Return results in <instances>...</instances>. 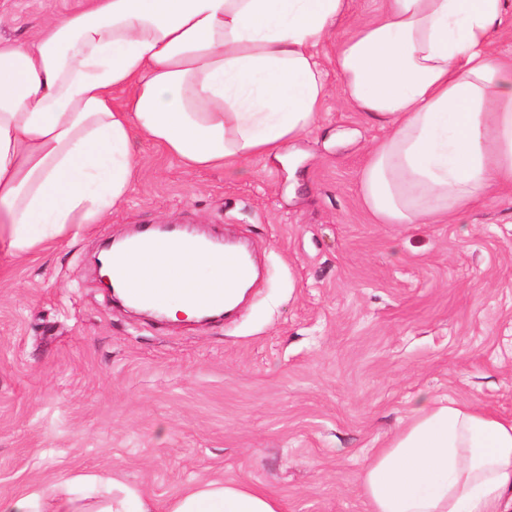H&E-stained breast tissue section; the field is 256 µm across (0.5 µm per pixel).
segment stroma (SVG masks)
<instances>
[{"mask_svg":"<svg viewBox=\"0 0 512 512\" xmlns=\"http://www.w3.org/2000/svg\"><path fill=\"white\" fill-rule=\"evenodd\" d=\"M82 0H0L22 40ZM319 130L284 160L189 170L139 140L107 223L0 259V498L99 477L167 501L231 480L288 512H365L362 459L418 395L512 417V196L462 224H379L357 180L381 136L336 76ZM143 224L245 242L261 276L240 312L155 320L113 302L93 262Z\"/></svg>","mask_w":512,"mask_h":512,"instance_id":"obj_1","label":"stroma"}]
</instances>
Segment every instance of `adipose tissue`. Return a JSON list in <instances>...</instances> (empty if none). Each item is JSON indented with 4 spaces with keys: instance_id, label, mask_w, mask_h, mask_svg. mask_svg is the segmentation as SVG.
<instances>
[{
    "instance_id": "1",
    "label": "adipose tissue",
    "mask_w": 512,
    "mask_h": 512,
    "mask_svg": "<svg viewBox=\"0 0 512 512\" xmlns=\"http://www.w3.org/2000/svg\"><path fill=\"white\" fill-rule=\"evenodd\" d=\"M84 0L24 41L0 38V253L14 257L101 224L133 191L134 140L191 170L281 158L317 129L328 96L382 136L358 176L380 224H460L512 192V53L493 39L512 0ZM341 40L331 35L342 21ZM170 316H198L223 256L170 246L128 255ZM74 480L0 499V512H285L269 491L210 481L160 503L116 481L92 507ZM368 512H512V418L478 401L418 396L364 458Z\"/></svg>"
}]
</instances>
